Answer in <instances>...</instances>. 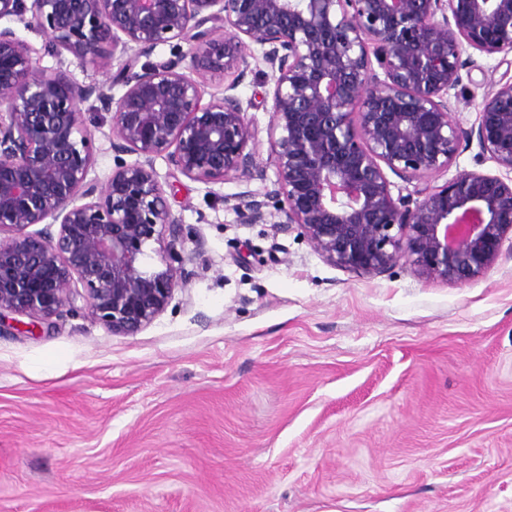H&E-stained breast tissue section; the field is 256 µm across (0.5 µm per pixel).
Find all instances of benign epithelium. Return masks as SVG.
I'll return each instance as SVG.
<instances>
[{"label":"benign epithelium","mask_w":512,"mask_h":512,"mask_svg":"<svg viewBox=\"0 0 512 512\" xmlns=\"http://www.w3.org/2000/svg\"><path fill=\"white\" fill-rule=\"evenodd\" d=\"M3 18L46 37L37 47L0 27V314L49 330L87 310L120 336L153 323L191 260L159 156L194 181H261L235 204L242 222L295 231L358 276L405 262L422 279L465 283L512 235V183L497 175L461 171L415 200L393 197L386 175L446 171L473 140L512 172V79L484 96L478 125L448 112L474 64L467 49L512 54V0H0ZM247 39L270 69L272 179L233 94ZM173 41L174 58L136 68ZM118 49L127 59L108 88L63 66L69 54L110 70ZM45 56L58 66L41 69ZM229 74L224 95L203 102L208 81ZM91 97L110 114L115 165L103 186L89 177L100 123L80 105Z\"/></svg>","instance_id":"obj_1"}]
</instances>
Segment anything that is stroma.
Returning a JSON list of instances; mask_svg holds the SVG:
<instances>
[{
  "label": "stroma",
  "instance_id": "stroma-1",
  "mask_svg": "<svg viewBox=\"0 0 512 512\" xmlns=\"http://www.w3.org/2000/svg\"><path fill=\"white\" fill-rule=\"evenodd\" d=\"M259 48L237 90L268 162ZM450 97L477 123L512 54ZM155 168L198 247L133 336L88 314L0 330V512H512V258L445 284L358 276L297 233L240 223L231 175ZM512 172L461 147V171Z\"/></svg>",
  "mask_w": 512,
  "mask_h": 512
}]
</instances>
